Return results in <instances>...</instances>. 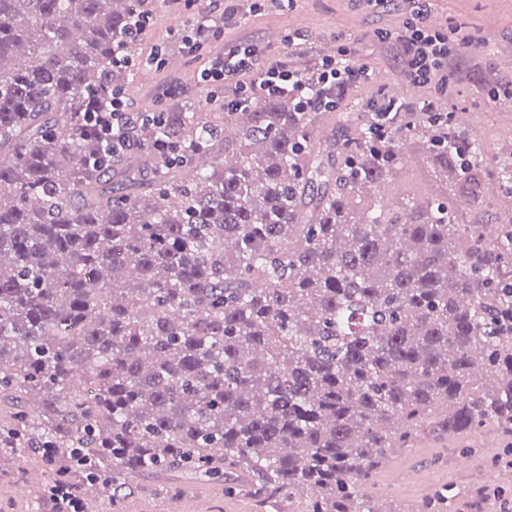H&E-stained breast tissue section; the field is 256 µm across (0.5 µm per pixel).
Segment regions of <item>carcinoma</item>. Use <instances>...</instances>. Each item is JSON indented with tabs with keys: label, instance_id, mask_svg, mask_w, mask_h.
<instances>
[{
	"label": "carcinoma",
	"instance_id": "1",
	"mask_svg": "<svg viewBox=\"0 0 512 512\" xmlns=\"http://www.w3.org/2000/svg\"><path fill=\"white\" fill-rule=\"evenodd\" d=\"M163 5L0 0V468L35 457L40 495L70 484L84 512H122L128 474L182 469L380 512L364 487L420 436L512 437V144L496 224L458 221L489 202L453 112L378 135L286 95L209 101L107 155L89 114L129 80L112 48ZM324 118L338 133L315 142ZM406 145L440 196L389 199ZM510 499L440 485L416 510Z\"/></svg>",
	"mask_w": 512,
	"mask_h": 512
}]
</instances>
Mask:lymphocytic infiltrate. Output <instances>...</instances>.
<instances>
[{"label": "lymphocytic infiltrate", "mask_w": 512, "mask_h": 512, "mask_svg": "<svg viewBox=\"0 0 512 512\" xmlns=\"http://www.w3.org/2000/svg\"><path fill=\"white\" fill-rule=\"evenodd\" d=\"M405 15L402 24L378 33L380 43L394 49L400 57L404 78L415 87L433 86V94L418 103L422 113L435 109L436 97L448 92V61L473 49V42L460 25L452 22L431 24L432 0H396ZM258 0L245 9L214 5L200 15L183 35L181 42L189 52L208 50L209 56L199 76L210 86L213 97L222 100L225 111L233 112L259 98L289 94L300 111L313 112L335 106L337 97L348 89L371 80L369 68L354 64L347 46H339L335 56L319 59L313 67L302 69L286 63H265L260 48L248 42L217 45L226 26L241 12L259 11ZM100 143L105 152H118L131 142L140 128H161L166 124L164 109L133 112L123 92H113L104 110L94 113Z\"/></svg>", "instance_id": "1"}]
</instances>
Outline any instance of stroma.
<instances>
[{"instance_id":"35a3bbf8","label":"stroma","mask_w":512,"mask_h":512,"mask_svg":"<svg viewBox=\"0 0 512 512\" xmlns=\"http://www.w3.org/2000/svg\"><path fill=\"white\" fill-rule=\"evenodd\" d=\"M432 14L437 20L449 19L461 24L478 41L475 51L448 62L452 93L446 99V108L464 113L471 134L481 139L488 150H495L498 143L512 139V107L499 112L486 111L488 88L481 77L490 64L503 77L512 78V66L503 62L504 57L512 56V0H435ZM191 20V14L173 5L158 13L138 54L146 58L161 48L165 51V63L161 68L152 69V78L148 81L142 80L140 72L132 73L125 91L132 111L155 108L159 86L170 81L178 85L181 98L196 105L207 101L208 91L198 81L206 54L202 51L186 54L178 36ZM401 20L397 12L384 7L365 9L354 0H295L294 5L285 10L266 0L260 14L244 23L228 26L224 38L256 43L264 61L300 65L320 58L325 43L349 44L352 62L367 65L373 72L372 82L350 90V97L367 104L387 92L398 101L412 102L424 96V89L407 85L400 77L401 65L395 53L376 41L381 30ZM295 30L307 38L306 51L301 55L288 50L284 40L288 32ZM505 445L500 436L488 440L480 432L458 441H438L426 435L413 448L399 451L398 456L417 469L428 464L435 448H447V456L435 467L438 481L452 484L458 493L464 494L476 480L496 479L497 474L487 467L485 457ZM464 448L476 449L477 454L470 459L469 471L459 474L454 464ZM32 469V463L25 461L18 468L0 474V512H38L37 486L29 481ZM128 482L137 488L138 494L129 500L127 512H163L164 505L173 504V495L182 486L186 487L188 497L204 500L205 512H224L223 483L196 482L186 471L153 479L132 475Z\"/></svg>"}]
</instances>
